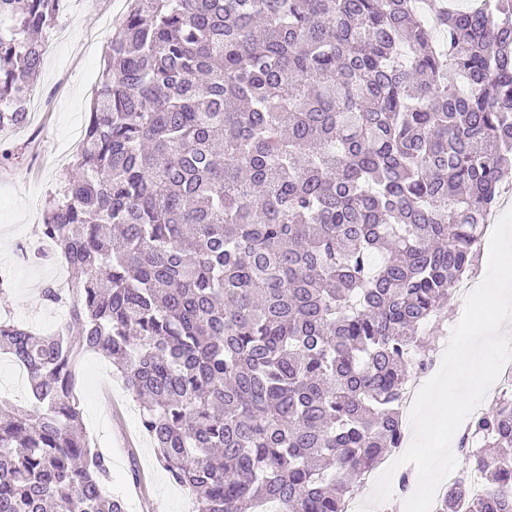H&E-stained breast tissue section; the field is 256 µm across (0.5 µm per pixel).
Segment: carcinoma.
<instances>
[{
    "mask_svg": "<svg viewBox=\"0 0 512 512\" xmlns=\"http://www.w3.org/2000/svg\"><path fill=\"white\" fill-rule=\"evenodd\" d=\"M65 2L0 0V131ZM489 2L132 0L38 225L69 320L0 321L32 399H0V512H126L74 396L87 351L195 512H345L512 177V0ZM458 448L484 492L461 473L439 512H512L511 392Z\"/></svg>",
    "mask_w": 512,
    "mask_h": 512,
    "instance_id": "carcinoma-1",
    "label": "carcinoma"
}]
</instances>
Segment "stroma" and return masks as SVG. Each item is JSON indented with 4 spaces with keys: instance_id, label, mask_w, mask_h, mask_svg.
<instances>
[{
    "instance_id": "35a3bbf8",
    "label": "stroma",
    "mask_w": 512,
    "mask_h": 512,
    "mask_svg": "<svg viewBox=\"0 0 512 512\" xmlns=\"http://www.w3.org/2000/svg\"><path fill=\"white\" fill-rule=\"evenodd\" d=\"M130 6V0H69L49 33L38 80L46 106L27 125L0 132L1 139L30 144L20 165L0 172V267L17 273L0 298V311L46 332L67 310L41 297L42 288L53 282L52 260L22 247L37 241L45 203L71 171L66 147L87 121L110 26L120 23ZM105 364L102 356L85 355L75 394L91 445L110 470L107 491L125 501L127 512H192L190 492L170 481L141 429L137 401Z\"/></svg>"
}]
</instances>
